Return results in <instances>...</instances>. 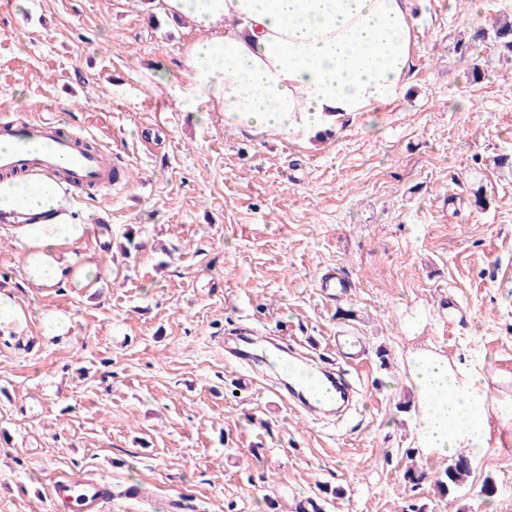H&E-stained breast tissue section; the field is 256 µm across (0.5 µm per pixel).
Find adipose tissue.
<instances>
[{
    "mask_svg": "<svg viewBox=\"0 0 512 512\" xmlns=\"http://www.w3.org/2000/svg\"><path fill=\"white\" fill-rule=\"evenodd\" d=\"M207 38L186 56V104L210 102L234 124L313 134L404 93L418 49L410 0H163ZM61 185L44 175L0 180V217L15 222L26 280L87 287L95 264L71 252L93 232ZM418 445L444 456L489 445L480 370L431 351L412 355Z\"/></svg>",
    "mask_w": 512,
    "mask_h": 512,
    "instance_id": "ef3b65f1",
    "label": "adipose tissue"
}]
</instances>
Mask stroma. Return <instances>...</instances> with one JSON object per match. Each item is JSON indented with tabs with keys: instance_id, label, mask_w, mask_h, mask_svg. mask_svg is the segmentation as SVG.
<instances>
[{
	"instance_id": "1",
	"label": "stroma",
	"mask_w": 512,
	"mask_h": 512,
	"mask_svg": "<svg viewBox=\"0 0 512 512\" xmlns=\"http://www.w3.org/2000/svg\"><path fill=\"white\" fill-rule=\"evenodd\" d=\"M418 49L395 104L313 136L226 123L186 105L185 58L204 31L160 0H0V114L59 119L127 167L72 192L111 242L76 243L92 288H38L0 227V289L31 318L0 333V512H51L53 483L106 480L105 512H512V423L489 391L490 446L454 495L448 457L415 442L408 362L419 350L512 379V57L459 33L512 0H413ZM350 280L323 300L325 271ZM466 315L449 325L448 302ZM71 327L42 336L39 314ZM325 346L358 329L361 395L340 421L281 401L274 368L236 393L222 339L235 324ZM493 494H485V482ZM136 485L140 496L126 495Z\"/></svg>"
}]
</instances>
